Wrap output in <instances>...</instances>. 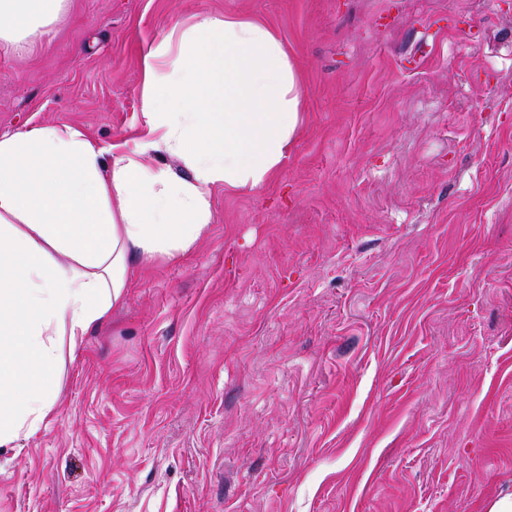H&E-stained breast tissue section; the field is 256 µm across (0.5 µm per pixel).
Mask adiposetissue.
<instances>
[{
    "label": "adipose tissue",
    "mask_w": 512,
    "mask_h": 512,
    "mask_svg": "<svg viewBox=\"0 0 512 512\" xmlns=\"http://www.w3.org/2000/svg\"><path fill=\"white\" fill-rule=\"evenodd\" d=\"M69 0H0V46L27 50ZM143 131L102 147L69 126L0 136V447L38 432L51 383L126 300L136 265L190 252L213 219L212 190L265 187L303 123L287 42L251 16H197L143 55ZM167 154L183 178L147 163Z\"/></svg>",
    "instance_id": "1"
}]
</instances>
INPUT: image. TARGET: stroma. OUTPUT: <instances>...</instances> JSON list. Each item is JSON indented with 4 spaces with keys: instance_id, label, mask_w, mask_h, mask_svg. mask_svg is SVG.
Masks as SVG:
<instances>
[{
    "instance_id": "stroma-1",
    "label": "stroma",
    "mask_w": 512,
    "mask_h": 512,
    "mask_svg": "<svg viewBox=\"0 0 512 512\" xmlns=\"http://www.w3.org/2000/svg\"><path fill=\"white\" fill-rule=\"evenodd\" d=\"M0 48V135L142 127V57L245 14L304 123L65 354L0 512H486L512 494V0H70Z\"/></svg>"
}]
</instances>
